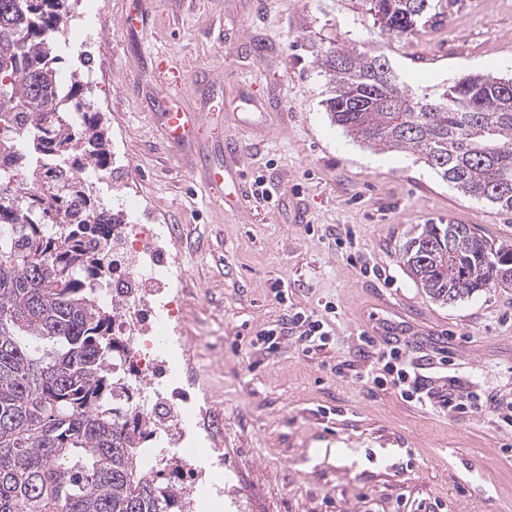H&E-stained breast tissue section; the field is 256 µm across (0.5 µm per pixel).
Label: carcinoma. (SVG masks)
Returning <instances> with one entry per match:
<instances>
[{
    "label": "carcinoma",
    "mask_w": 512,
    "mask_h": 512,
    "mask_svg": "<svg viewBox=\"0 0 512 512\" xmlns=\"http://www.w3.org/2000/svg\"><path fill=\"white\" fill-rule=\"evenodd\" d=\"M388 34L410 35L431 0H363ZM68 0H0V512H178L181 471L153 470L143 417L132 416L112 338V313L95 303L111 280L83 239L110 228L73 213L104 204L63 169L43 189L52 154L111 171L100 112L80 76L58 77ZM325 109L353 137L411 152L463 195L512 211V77L475 74L418 94L363 42L321 56ZM83 113L76 134L70 113ZM512 247L467 224H425L404 248L433 300L512 288Z\"/></svg>",
    "instance_id": "1"
}]
</instances>
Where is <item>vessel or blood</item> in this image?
Segmentation results:
<instances>
[{
    "mask_svg": "<svg viewBox=\"0 0 512 512\" xmlns=\"http://www.w3.org/2000/svg\"><path fill=\"white\" fill-rule=\"evenodd\" d=\"M153 62L164 72L166 81L157 99L158 118L174 155L186 150L195 153L193 169L209 185L236 182L243 147L232 139H224L223 125L215 112H191L184 108L186 90L193 85L211 84L212 72L188 75L176 64L173 56L161 52Z\"/></svg>",
    "mask_w": 512,
    "mask_h": 512,
    "instance_id": "obj_1",
    "label": "vessel or blood"
}]
</instances>
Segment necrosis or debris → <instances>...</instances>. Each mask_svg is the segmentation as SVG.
Listing matches in <instances>:
<instances>
[{"label":"necrosis or debris","mask_w":512,"mask_h":512,"mask_svg":"<svg viewBox=\"0 0 512 512\" xmlns=\"http://www.w3.org/2000/svg\"><path fill=\"white\" fill-rule=\"evenodd\" d=\"M117 192L124 221L113 225L105 245L112 256V284L96 300L105 308L119 305L120 311L112 319V334L117 338L124 371L143 392L140 402L145 414L166 418L165 424L155 426V435L163 439L170 453L187 461L191 458L188 434L169 395L192 387L193 376L170 373L164 382L155 380L161 343H168L181 358L191 355L181 317L184 271L170 251L176 233L169 224L141 223L139 194L127 186L118 187Z\"/></svg>","instance_id":"4bbe7bcc"}]
</instances>
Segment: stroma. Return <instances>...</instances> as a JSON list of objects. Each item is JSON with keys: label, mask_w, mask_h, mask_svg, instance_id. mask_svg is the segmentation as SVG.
I'll use <instances>...</instances> for the list:
<instances>
[{"label": "stroma", "mask_w": 512, "mask_h": 512, "mask_svg": "<svg viewBox=\"0 0 512 512\" xmlns=\"http://www.w3.org/2000/svg\"><path fill=\"white\" fill-rule=\"evenodd\" d=\"M91 2L90 18L72 16L63 31V72L96 78L102 122L123 136V167L98 195L113 202V180L128 179L147 216L177 228L184 334L223 418L221 455L202 444L191 464L223 487L220 512H512V428L356 379L392 325L418 330L411 358L446 354L461 387L512 399V288L443 304L402 259L429 222L512 245V212L464 197L415 155L353 140L326 112L319 73L324 50L357 40L422 91L472 73L510 75L512 0H435L406 38L381 33L362 0ZM131 9L145 32L125 28ZM158 51L187 74L214 70V85L187 91V107L249 103L250 114L225 115L224 134L251 148L242 185L265 175L273 199L225 211L189 159L169 154L152 111L165 81L151 60ZM277 282L287 303L272 292ZM293 306L324 316L327 346L309 356L293 336L272 353L254 346Z\"/></svg>", "instance_id": "stroma-1"}]
</instances>
